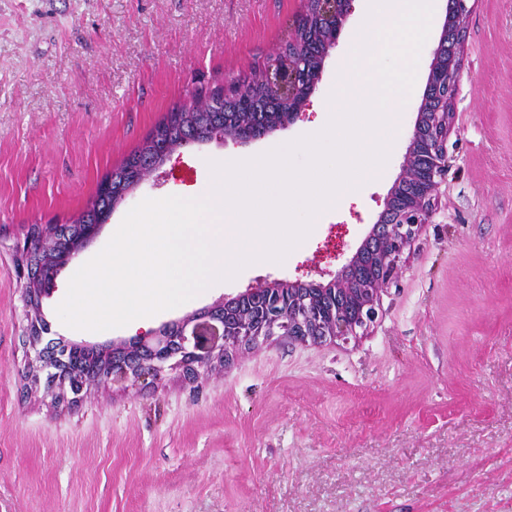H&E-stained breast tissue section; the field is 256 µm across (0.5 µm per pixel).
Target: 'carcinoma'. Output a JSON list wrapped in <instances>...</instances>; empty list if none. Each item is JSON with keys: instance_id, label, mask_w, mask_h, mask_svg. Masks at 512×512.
Instances as JSON below:
<instances>
[{"instance_id": "carcinoma-1", "label": "carcinoma", "mask_w": 512, "mask_h": 512, "mask_svg": "<svg viewBox=\"0 0 512 512\" xmlns=\"http://www.w3.org/2000/svg\"><path fill=\"white\" fill-rule=\"evenodd\" d=\"M245 95L264 104L267 111H251L239 107V100H225L208 96L206 107L199 106L197 99L173 108L154 126L143 143L123 162L108 174L111 189L107 194L96 193L94 199L76 217L63 223L48 222L44 226H34L32 250L29 262L33 273L48 271L57 266L62 253L82 237L85 226L99 223L103 214L121 204L124 195L133 187L137 178L145 173L147 157L158 149L174 150L191 137H200L211 128L219 125L231 131H256L263 122L288 114V103L277 97L275 90L245 77L240 83Z\"/></svg>"}]
</instances>
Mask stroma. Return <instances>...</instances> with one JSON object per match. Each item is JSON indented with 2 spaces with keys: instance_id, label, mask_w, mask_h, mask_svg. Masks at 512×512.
<instances>
[{
  "instance_id": "35a3bbf8",
  "label": "stroma",
  "mask_w": 512,
  "mask_h": 512,
  "mask_svg": "<svg viewBox=\"0 0 512 512\" xmlns=\"http://www.w3.org/2000/svg\"><path fill=\"white\" fill-rule=\"evenodd\" d=\"M383 178L314 225L283 263L258 262L154 326L273 280L328 283L379 220L405 158L445 18ZM301 0H0V512H512V0H473L436 210L363 336H274L197 381L91 384L72 405L32 384L14 242L77 216L112 168L191 90L275 53ZM316 113L239 143L176 151L76 258L146 198L184 196L210 161L309 134ZM42 301L45 340L105 345Z\"/></svg>"
}]
</instances>
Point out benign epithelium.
Here are the masks:
<instances>
[{
    "label": "benign epithelium",
    "instance_id": "7a95c632",
    "mask_svg": "<svg viewBox=\"0 0 512 512\" xmlns=\"http://www.w3.org/2000/svg\"><path fill=\"white\" fill-rule=\"evenodd\" d=\"M468 0H448L443 31L429 65L427 83L405 161L406 175L387 199L377 224L356 253L327 284L273 280L221 300L201 312L164 324L127 343L114 341L96 348L83 343L55 346L49 342L31 361L34 382L45 376L56 399L71 404L91 383H124L157 377L167 370L197 380L216 363H227L241 348L272 336L306 343L346 341L366 330L378 316L380 293L396 278L404 251L411 247L434 211L433 192L448 173V131L464 67V35L458 19ZM333 21L316 41L318 66L311 69L299 53L278 50L270 56L264 82L288 99V115L272 125L294 121L319 82L329 50L347 16L349 0H303L288 35L306 25L308 6ZM28 325L25 342L35 348L45 324L40 300L50 290L54 274L34 287L29 268H15Z\"/></svg>",
    "mask_w": 512,
    "mask_h": 512
}]
</instances>
